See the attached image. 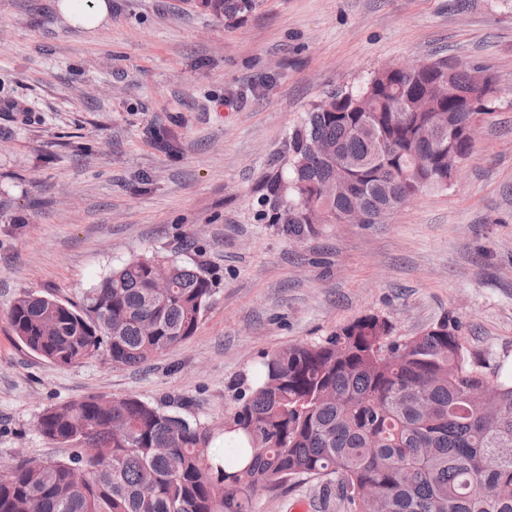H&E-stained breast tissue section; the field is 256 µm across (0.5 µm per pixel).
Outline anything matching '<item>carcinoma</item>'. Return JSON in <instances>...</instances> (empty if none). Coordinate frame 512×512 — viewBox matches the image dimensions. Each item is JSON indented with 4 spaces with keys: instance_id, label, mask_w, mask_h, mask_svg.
I'll list each match as a JSON object with an SVG mask.
<instances>
[{
    "instance_id": "cac0c4a2",
    "label": "carcinoma",
    "mask_w": 512,
    "mask_h": 512,
    "mask_svg": "<svg viewBox=\"0 0 512 512\" xmlns=\"http://www.w3.org/2000/svg\"><path fill=\"white\" fill-rule=\"evenodd\" d=\"M252 2L194 5L222 19ZM475 92L469 73L436 62L412 75L377 70L315 104L291 133L286 177L270 186L288 197L278 218L288 237L448 187L438 126L469 121L458 100ZM336 177L352 193L321 195ZM157 262L112 269L78 304L25 294L11 327L60 366L100 355L142 365L193 336L213 294L204 272L171 260L170 288L157 295ZM379 328L368 314L265 355L224 417V465L212 461L209 433L137 397L47 408L38 431L74 451L0 468V512H254L260 491L328 476L347 512H512V377L471 360L454 324L402 341Z\"/></svg>"
}]
</instances>
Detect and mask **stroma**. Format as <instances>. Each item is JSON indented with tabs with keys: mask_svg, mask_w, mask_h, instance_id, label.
<instances>
[{
	"mask_svg": "<svg viewBox=\"0 0 512 512\" xmlns=\"http://www.w3.org/2000/svg\"><path fill=\"white\" fill-rule=\"evenodd\" d=\"M108 2L89 34L56 0H0V466L67 458L37 418L89 395L179 413L223 457L225 411L265 354L368 313L397 338L451 320L470 355L512 372V0H253L224 20L191 0ZM438 59L482 65L496 86L459 180L387 223L290 239L269 186L305 113L385 65ZM140 256L214 282L174 351L62 367L15 336L20 295L77 302ZM296 503L346 512L332 477L254 509Z\"/></svg>",
	"mask_w": 512,
	"mask_h": 512,
	"instance_id": "stroma-1",
	"label": "stroma"
}]
</instances>
